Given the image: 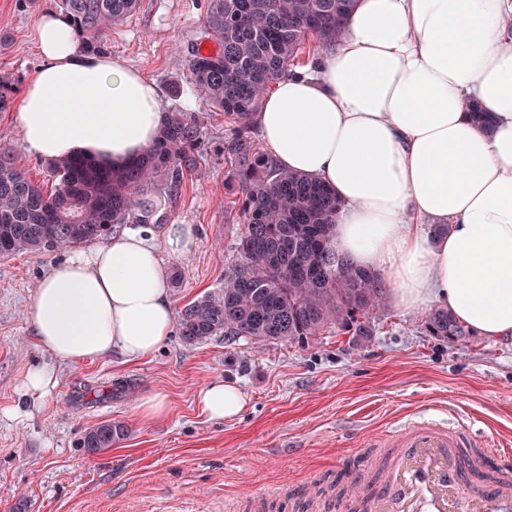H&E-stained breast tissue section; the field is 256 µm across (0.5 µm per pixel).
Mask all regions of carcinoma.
<instances>
[{
	"label": "carcinoma",
	"instance_id": "obj_1",
	"mask_svg": "<svg viewBox=\"0 0 512 512\" xmlns=\"http://www.w3.org/2000/svg\"><path fill=\"white\" fill-rule=\"evenodd\" d=\"M355 0H211L204 34L218 51H192L189 83L240 128L224 142L241 188L239 235L224 284L186 304L177 330L193 346L215 336L247 337L264 346L305 343L326 327L368 336L381 300L380 275L355 268L332 246L339 203L318 180L280 168L248 136L252 116L270 84L313 38L331 45ZM85 47L103 52L104 26L135 12L138 0H61ZM16 83L0 76V112L13 103ZM198 118L186 108L167 112L156 142L138 159L114 169L85 159L49 164L54 189L31 181L12 148L0 147V255L55 251L100 240L117 224H154L162 206L145 208L148 191L177 197L197 164ZM429 336L454 341L465 327L446 309L423 320ZM123 425L105 421L88 429L91 453L112 447Z\"/></svg>",
	"mask_w": 512,
	"mask_h": 512
}]
</instances>
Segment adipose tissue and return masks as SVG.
Wrapping results in <instances>:
<instances>
[{"label":"adipose tissue","instance_id":"adipose-tissue-1","mask_svg":"<svg viewBox=\"0 0 512 512\" xmlns=\"http://www.w3.org/2000/svg\"><path fill=\"white\" fill-rule=\"evenodd\" d=\"M35 28L42 64L15 114L26 150L116 167L152 146L165 118L156 85L85 51L59 11ZM255 122L281 168L332 189L337 254L387 273L396 306L435 302L487 339L512 337V0H357L336 46L277 80ZM194 243L193 225L159 236L142 224L73 250L35 290L36 345L61 364L153 355L174 326L162 257ZM197 400L217 421L246 406L221 380Z\"/></svg>","mask_w":512,"mask_h":512}]
</instances>
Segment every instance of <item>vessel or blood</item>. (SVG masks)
<instances>
[{
  "label": "vessel or blood",
  "mask_w": 512,
  "mask_h": 512,
  "mask_svg": "<svg viewBox=\"0 0 512 512\" xmlns=\"http://www.w3.org/2000/svg\"><path fill=\"white\" fill-rule=\"evenodd\" d=\"M501 450L432 419L399 425L383 443L380 489L347 512H512V465Z\"/></svg>",
  "instance_id": "vessel-or-blood-1"
}]
</instances>
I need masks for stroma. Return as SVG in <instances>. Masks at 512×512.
<instances>
[{
    "label": "stroma",
    "mask_w": 512,
    "mask_h": 512,
    "mask_svg": "<svg viewBox=\"0 0 512 512\" xmlns=\"http://www.w3.org/2000/svg\"><path fill=\"white\" fill-rule=\"evenodd\" d=\"M60 0H0V74L25 85L41 65L37 17ZM210 0H139L134 13L105 28L110 56L123 59L160 92L164 109L188 107L201 124L197 166L167 223L190 224L195 244L168 266H181L175 308L216 291L235 259L238 183L224 157L236 125L191 91V50H214L203 23ZM0 145L14 148L30 179L49 185L45 160L27 152L13 112H0ZM68 250L0 256V512H295L308 486L346 499L367 444L408 416L445 422L462 416L490 443L512 448V340L478 334L450 342L425 335L424 311L382 299L372 332L325 328L308 343L264 347L245 337L188 346L178 335L149 358L113 354L60 365L33 339L30 303L50 267ZM52 370L57 386L39 397L21 382ZM215 380L237 384L247 405L236 418L209 420L198 391ZM165 396L166 417L141 422L148 393ZM126 433L91 453L80 441L104 421Z\"/></svg>",
    "instance_id": "35a3bbf8"
}]
</instances>
